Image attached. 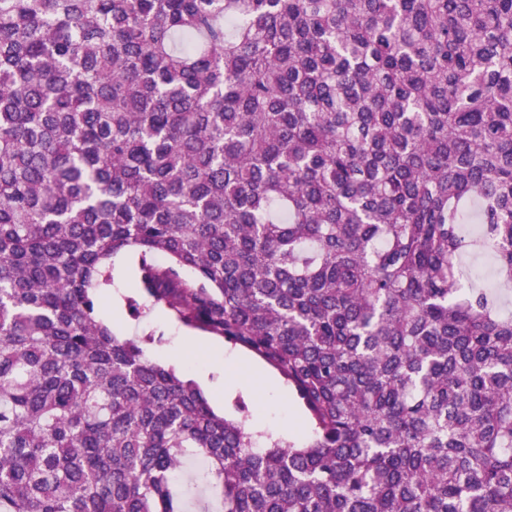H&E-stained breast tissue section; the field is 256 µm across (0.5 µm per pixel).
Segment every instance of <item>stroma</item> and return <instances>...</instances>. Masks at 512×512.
Masks as SVG:
<instances>
[{
  "label": "stroma",
  "instance_id": "1",
  "mask_svg": "<svg viewBox=\"0 0 512 512\" xmlns=\"http://www.w3.org/2000/svg\"><path fill=\"white\" fill-rule=\"evenodd\" d=\"M115 265L125 266L129 274L122 279H113L103 293L101 318L120 337L141 336L155 333L156 339L147 350L149 357L177 372L186 374L199 383L216 412L229 415L236 399L260 407L259 419L265 431L276 437L293 438L308 432L309 425L304 409L295 401L286 383L263 392L256 391L251 384L250 366L255 358L247 351L225 345L223 356L217 357L204 349L185 348L181 339L191 330L165 313L157 311L146 314L135 321L126 311H113V303H124L135 291L136 259L129 254L115 257Z\"/></svg>",
  "mask_w": 512,
  "mask_h": 512
}]
</instances>
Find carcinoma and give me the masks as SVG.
Here are the masks:
<instances>
[{"label":"carcinoma","instance_id":"carcinoma-1","mask_svg":"<svg viewBox=\"0 0 512 512\" xmlns=\"http://www.w3.org/2000/svg\"><path fill=\"white\" fill-rule=\"evenodd\" d=\"M512 0H0V512H512ZM287 381L217 414L112 257ZM167 262L162 263L159 257ZM121 265L128 269L129 275L118 279L116 269ZM135 278V257L130 254L116 256L112 285L103 293L100 316L117 336L135 337L154 332L155 342L147 349L149 357L195 380L218 413L233 416V403L240 397L249 405L261 408L262 414L256 425L262 424L265 432L274 437L288 439L299 437L309 431L304 409L294 400L285 381L262 360L222 339L205 336L198 330L185 327L161 311L147 313L140 321L130 319L125 308V298L135 292ZM113 300L118 303L119 309V313L114 314V317ZM182 336H196L219 344L224 347V357L219 358L204 349L183 348ZM189 357L194 358L190 368L186 365ZM251 364L259 366L272 376L278 387L262 393L257 392L251 385ZM203 374L208 377L207 380H204ZM192 474L193 471L191 465L188 463L186 468L181 471V476L178 480L182 483L184 488L190 489V501L192 503L193 510H198L200 512L207 508L211 509L215 505V493L193 487L191 484Z\"/></svg>","mask_w":512,"mask_h":512}]
</instances>
